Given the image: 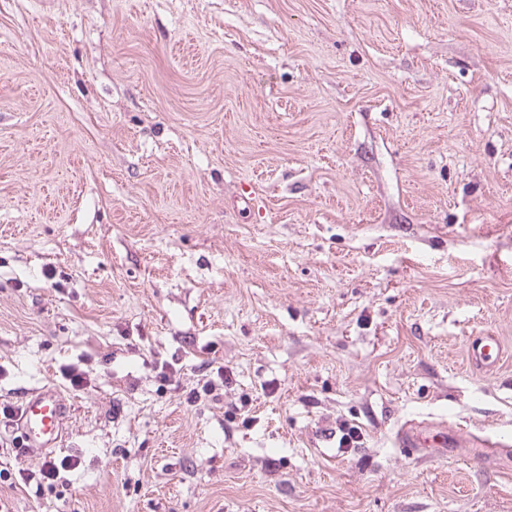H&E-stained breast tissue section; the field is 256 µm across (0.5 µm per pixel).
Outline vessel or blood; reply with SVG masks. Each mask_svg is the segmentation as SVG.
I'll return each instance as SVG.
<instances>
[{"mask_svg":"<svg viewBox=\"0 0 512 512\" xmlns=\"http://www.w3.org/2000/svg\"><path fill=\"white\" fill-rule=\"evenodd\" d=\"M466 355L468 362L477 371L491 374L500 369L505 351L501 338L487 333L470 337ZM72 411V404L52 384L28 389L11 423L23 452L46 460L51 459L55 449L64 440ZM394 442L399 448L419 452L426 448L428 438L422 427L406 424L397 429ZM465 445L473 447V460L487 465L495 464L492 441L479 437L465 440L455 432L442 435L441 446L445 450L452 451Z\"/></svg>","mask_w":512,"mask_h":512,"instance_id":"1","label":"vessel or blood"}]
</instances>
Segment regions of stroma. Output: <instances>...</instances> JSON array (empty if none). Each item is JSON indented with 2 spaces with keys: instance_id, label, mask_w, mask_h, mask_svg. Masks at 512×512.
<instances>
[{
  "instance_id": "obj_1",
  "label": "stroma",
  "mask_w": 512,
  "mask_h": 512,
  "mask_svg": "<svg viewBox=\"0 0 512 512\" xmlns=\"http://www.w3.org/2000/svg\"><path fill=\"white\" fill-rule=\"evenodd\" d=\"M48 382L79 465L0 424V512H512L436 429L512 446V0H0V407ZM466 355L468 362L477 371L492 374L500 369L505 351L501 338L487 333L470 337ZM428 439L425 430L414 424H405L399 427L394 436V442L398 448H408L412 453L426 448Z\"/></svg>"
}]
</instances>
